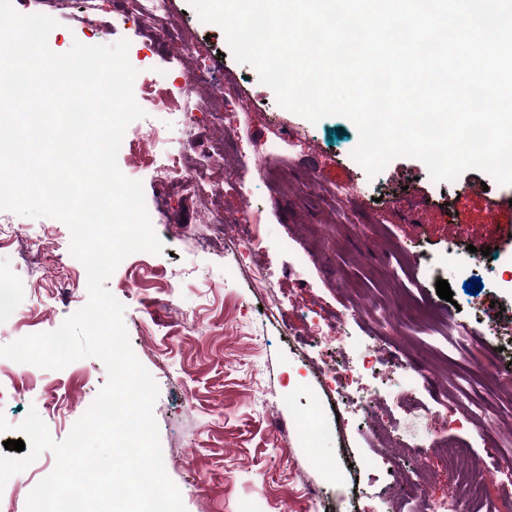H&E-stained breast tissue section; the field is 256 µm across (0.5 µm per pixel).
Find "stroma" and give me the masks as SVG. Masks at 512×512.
<instances>
[{"mask_svg":"<svg viewBox=\"0 0 512 512\" xmlns=\"http://www.w3.org/2000/svg\"><path fill=\"white\" fill-rule=\"evenodd\" d=\"M84 8L83 0H24L17 10L56 20L48 45L57 54L77 42L128 40L135 99L149 93L162 104L128 126L139 146L117 163L141 182L163 250L129 255L107 287L125 307L135 356L159 387L153 414L164 465L186 512H391L398 473L417 467L401 455L404 445L454 442L477 463L494 443L512 444V384L502 376L512 362V324L497 317L512 308V185L475 169L436 182L410 157L368 177L352 157L359 134L350 120L314 124L279 106L256 70L234 59L222 28L202 22L188 0H172L165 26L137 17L128 0H107L90 24ZM202 54L224 91L220 121L199 119L192 128L201 143H226L223 162L202 168L225 218L220 241L190 183L155 172L177 144L167 115L180 110ZM463 213L469 222L452 237L449 227ZM0 225L9 232L0 241V275L16 289L19 314L0 322L5 346L59 328L85 306L88 288L62 221L0 211ZM486 235L500 240L490 260L452 263V250ZM249 237L260 239L263 257L237 264L234 243ZM29 245L43 252L34 274L17 262ZM475 278L473 296L463 285ZM440 279L452 300L437 295ZM376 342L426 367L429 380L380 372L370 385L385 417H355L311 447L296 406L334 422L313 359L354 362ZM21 368L0 359V453L6 440L20 439L32 410L54 440L65 439L107 380L95 357L24 378ZM404 386L414 405L400 402ZM65 391L68 402L50 409ZM363 457L378 461L377 481L349 468ZM55 465L47 450L10 478L0 512H26L30 492ZM312 486L320 502L310 501Z\"/></svg>","mask_w":512,"mask_h":512,"instance_id":"stroma-1","label":"stroma"}]
</instances>
